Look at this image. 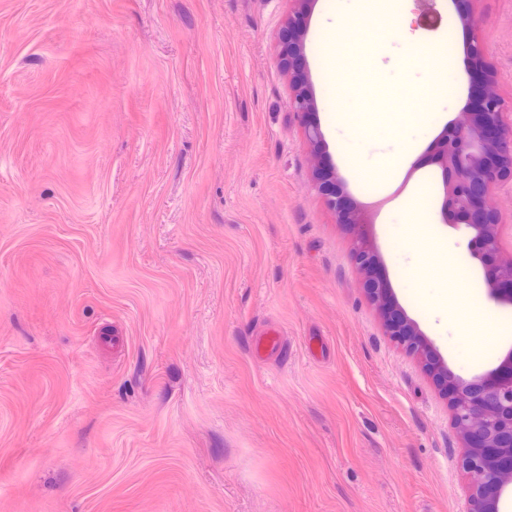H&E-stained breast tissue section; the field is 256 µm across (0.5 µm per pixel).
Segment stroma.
<instances>
[{
  "label": "stroma",
  "mask_w": 512,
  "mask_h": 512,
  "mask_svg": "<svg viewBox=\"0 0 512 512\" xmlns=\"http://www.w3.org/2000/svg\"><path fill=\"white\" fill-rule=\"evenodd\" d=\"M292 0H0V512H466L448 402L387 336L313 186L289 110ZM410 0L400 28L448 29ZM512 107V0H474ZM382 261L404 203L447 283L408 315L469 378L512 349L485 299L477 361L448 345L483 280L445 224L438 142L374 194L339 156ZM279 349L256 354L268 328Z\"/></svg>",
  "instance_id": "stroma-1"
}]
</instances>
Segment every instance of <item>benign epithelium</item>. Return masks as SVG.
Instances as JSON below:
<instances>
[{
	"label": "benign epithelium",
	"instance_id": "1",
	"mask_svg": "<svg viewBox=\"0 0 512 512\" xmlns=\"http://www.w3.org/2000/svg\"><path fill=\"white\" fill-rule=\"evenodd\" d=\"M293 2L295 8L282 27L288 36L282 64L291 87L289 109L314 150V188L339 223L353 229V258L385 331L419 359L449 401L452 424L464 448L467 512H500L501 500L512 497V349L497 366L465 379L448 369L433 342L396 302L386 270L363 231L361 212L325 150L316 119L318 104L306 53L315 0ZM471 2L452 0L465 30L476 27ZM464 56L467 99L446 130L440 154L445 187L441 214L445 222L464 228L467 250L478 262L489 296L512 306V252L501 247V216L492 203L496 187L512 181V113L505 111L498 95L488 93L494 76L483 43L476 37L466 39Z\"/></svg>",
	"mask_w": 512,
	"mask_h": 512
}]
</instances>
